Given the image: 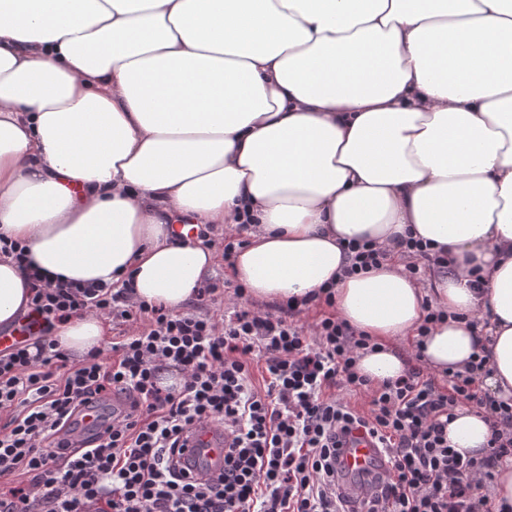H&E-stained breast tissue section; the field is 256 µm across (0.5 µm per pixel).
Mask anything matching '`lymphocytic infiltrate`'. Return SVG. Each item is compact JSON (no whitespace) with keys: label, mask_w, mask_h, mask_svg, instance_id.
Segmentation results:
<instances>
[{"label":"lymphocytic infiltrate","mask_w":512,"mask_h":512,"mask_svg":"<svg viewBox=\"0 0 512 512\" xmlns=\"http://www.w3.org/2000/svg\"><path fill=\"white\" fill-rule=\"evenodd\" d=\"M129 287H37V336L0 352V512H351L341 490L344 438L365 430L389 469L360 512H512L482 485L512 458V399L476 390L475 369L444 383L420 368L373 384L355 369L372 340L327 314L296 321L240 308L224 319L134 302ZM127 322L110 352L73 361L53 338L83 313ZM350 392L365 394L356 410ZM121 396L92 446H76L71 418L89 399ZM461 403L490 422L488 455L448 443ZM224 430V470L187 480L177 454L193 427Z\"/></svg>","instance_id":"f902f5d3"}]
</instances>
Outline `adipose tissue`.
Returning <instances> with one entry per match:
<instances>
[{
    "mask_svg": "<svg viewBox=\"0 0 512 512\" xmlns=\"http://www.w3.org/2000/svg\"><path fill=\"white\" fill-rule=\"evenodd\" d=\"M247 217L227 276L252 301L331 289L377 344L360 374L481 352L482 389L511 398L512 0H0V236L30 270L177 311L219 261L194 227ZM407 237L450 260L431 288L403 273ZM365 242L386 259L345 274ZM28 272L0 258V328ZM108 328L54 337L78 361ZM489 437L456 408L452 448Z\"/></svg>",
    "mask_w": 512,
    "mask_h": 512,
    "instance_id": "1",
    "label": "adipose tissue"
}]
</instances>
